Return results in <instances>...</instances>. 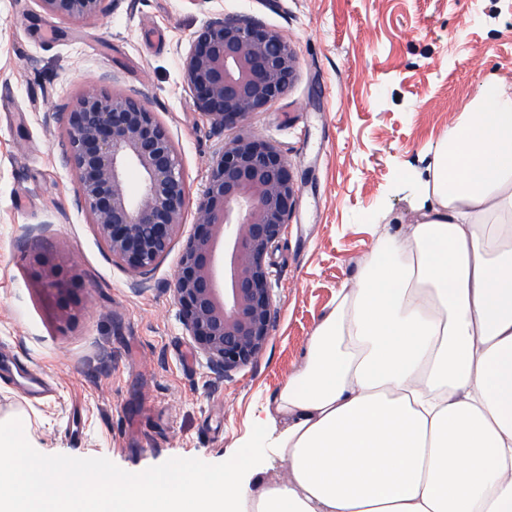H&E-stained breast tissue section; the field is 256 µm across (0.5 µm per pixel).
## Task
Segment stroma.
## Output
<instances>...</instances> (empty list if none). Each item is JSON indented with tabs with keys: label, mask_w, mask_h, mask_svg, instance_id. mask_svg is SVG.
Masks as SVG:
<instances>
[{
	"label": "stroma",
	"mask_w": 512,
	"mask_h": 512,
	"mask_svg": "<svg viewBox=\"0 0 512 512\" xmlns=\"http://www.w3.org/2000/svg\"><path fill=\"white\" fill-rule=\"evenodd\" d=\"M221 12L256 16L296 50L287 92L237 130L275 143L301 189L267 257L269 341L222 378L173 293L224 143L183 60ZM93 77L156 112L182 158L185 225L139 288L64 163V113ZM496 80L512 86V0H115L82 26L37 0H0V420L32 453L92 479L177 467L202 481L231 468L377 239L416 219L417 181L449 123ZM43 252L80 277L69 324L28 286Z\"/></svg>",
	"instance_id": "stroma-1"
}]
</instances>
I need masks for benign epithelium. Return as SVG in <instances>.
<instances>
[{"label": "benign epithelium", "mask_w": 512, "mask_h": 512, "mask_svg": "<svg viewBox=\"0 0 512 512\" xmlns=\"http://www.w3.org/2000/svg\"><path fill=\"white\" fill-rule=\"evenodd\" d=\"M60 19L103 16L112 0H37ZM298 58L284 37L253 16L209 19L184 59L196 108L220 128L235 127L284 94ZM64 158L78 201L112 259L144 278L184 225L186 190L180 154L166 127L139 100L101 93L95 84L67 113ZM300 189L279 148L252 133L224 141L197 206L173 292L180 318L218 376L246 365L267 344L275 319L266 255L286 228ZM36 284L60 318L69 317L76 275L61 276L48 256Z\"/></svg>", "instance_id": "obj_1"}]
</instances>
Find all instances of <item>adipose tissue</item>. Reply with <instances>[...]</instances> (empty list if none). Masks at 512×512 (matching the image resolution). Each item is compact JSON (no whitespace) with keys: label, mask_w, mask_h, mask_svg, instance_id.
<instances>
[{"label":"adipose tissue","mask_w":512,"mask_h":512,"mask_svg":"<svg viewBox=\"0 0 512 512\" xmlns=\"http://www.w3.org/2000/svg\"><path fill=\"white\" fill-rule=\"evenodd\" d=\"M406 233L339 291L269 410L287 466L258 490L252 452L92 484L0 428V512H512V89L488 86L446 131Z\"/></svg>","instance_id":"1"}]
</instances>
